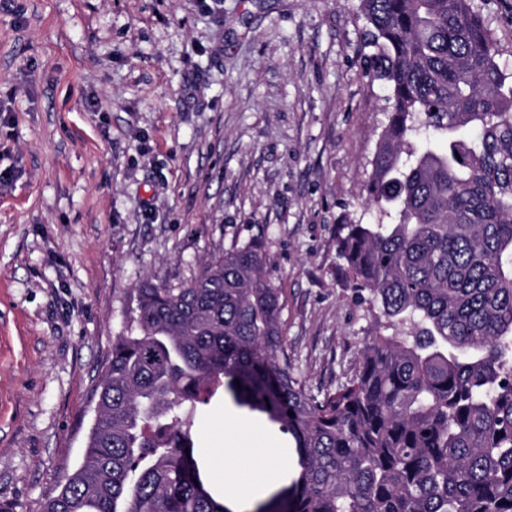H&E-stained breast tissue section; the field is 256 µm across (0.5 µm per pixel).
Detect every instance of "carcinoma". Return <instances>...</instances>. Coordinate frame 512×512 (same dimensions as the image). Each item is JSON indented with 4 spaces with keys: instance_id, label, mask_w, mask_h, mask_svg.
Wrapping results in <instances>:
<instances>
[{
    "instance_id": "carcinoma-1",
    "label": "carcinoma",
    "mask_w": 512,
    "mask_h": 512,
    "mask_svg": "<svg viewBox=\"0 0 512 512\" xmlns=\"http://www.w3.org/2000/svg\"><path fill=\"white\" fill-rule=\"evenodd\" d=\"M359 12L366 75L389 91L366 184L388 223L342 225L336 252L386 326L320 397L288 364L261 243L178 288L142 284L81 461L42 512H224L192 440L220 388L300 458L253 512H512V71L472 0Z\"/></svg>"
}]
</instances>
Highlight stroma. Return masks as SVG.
Returning <instances> with one entry per match:
<instances>
[{
	"instance_id": "1",
	"label": "stroma",
	"mask_w": 512,
	"mask_h": 512,
	"mask_svg": "<svg viewBox=\"0 0 512 512\" xmlns=\"http://www.w3.org/2000/svg\"><path fill=\"white\" fill-rule=\"evenodd\" d=\"M474 5L512 70V0ZM364 30L358 0H0V506L41 512L79 464L140 285L226 249L265 243L309 391L353 374L378 322L336 238L382 220L365 186L389 120ZM193 439L212 492L299 472L291 435L220 393Z\"/></svg>"
}]
</instances>
